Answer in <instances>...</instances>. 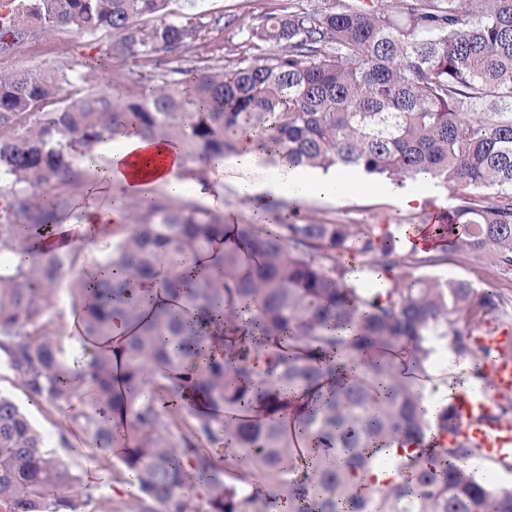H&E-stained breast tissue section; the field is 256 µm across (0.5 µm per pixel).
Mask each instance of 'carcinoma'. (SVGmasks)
<instances>
[{"mask_svg":"<svg viewBox=\"0 0 512 512\" xmlns=\"http://www.w3.org/2000/svg\"><path fill=\"white\" fill-rule=\"evenodd\" d=\"M172 15L171 0L0 9V58L35 29H64L106 34L97 54L141 68L108 92L92 60L81 89L62 67L0 69V253L29 256L0 275V353L21 384L48 407L93 397L69 421L90 447L120 449L113 480L139 490L129 512H197L201 496L210 512H512V486L468 466L477 450L453 403L431 418L422 392L434 337L488 382L475 336L512 327V298L412 273L449 252L512 270V0H288L231 50L210 37L221 20ZM189 49L212 66L189 79L153 66ZM131 130L176 143L201 174L251 147L276 166L438 180L456 204L432 231L451 249L410 248L400 224L305 223L292 202L274 224H226L159 192L110 226L120 276L90 289L76 276L82 246L47 239L93 178L81 158ZM351 249L381 284L346 282ZM69 276L81 335H110L116 316L129 325L86 365L50 314ZM147 278L171 302L150 304ZM392 442L412 454L378 486L374 451ZM93 493L0 395V512H79Z\"/></svg>","mask_w":512,"mask_h":512,"instance_id":"1","label":"carcinoma"}]
</instances>
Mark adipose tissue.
I'll return each instance as SVG.
<instances>
[{
    "instance_id": "ef3b65f1",
    "label": "adipose tissue",
    "mask_w": 512,
    "mask_h": 512,
    "mask_svg": "<svg viewBox=\"0 0 512 512\" xmlns=\"http://www.w3.org/2000/svg\"><path fill=\"white\" fill-rule=\"evenodd\" d=\"M261 160V153L250 149L213 162L209 173L217 190L209 194L210 204L223 207L224 196L219 193L218 187L223 184L224 172L228 169L243 171L244 177L237 181L236 190L239 196L253 202L268 195H279L283 190L287 191L290 199L301 204L314 198L339 202L358 181L357 176L349 170L339 169L333 174L322 176L301 166L278 167L274 177L268 181L247 178V171L256 169ZM82 163L89 167H98L99 175L88 190L86 203L82 205V221H63L60 240L64 243L87 244L100 255L109 251L107 226L126 221V215L120 208L99 207L98 199L101 195H112L124 189L145 186L163 187L174 196L183 195L186 190L182 173L187 162L181 149L159 141L143 140L134 133L119 141L100 145L96 148L94 157L83 158Z\"/></svg>"
}]
</instances>
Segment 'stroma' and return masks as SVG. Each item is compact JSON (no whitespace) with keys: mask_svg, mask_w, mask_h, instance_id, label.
Listing matches in <instances>:
<instances>
[{"mask_svg":"<svg viewBox=\"0 0 512 512\" xmlns=\"http://www.w3.org/2000/svg\"><path fill=\"white\" fill-rule=\"evenodd\" d=\"M284 0H175L173 9L179 14H199L205 20H222V28L212 30L214 40L232 46L241 41L245 25L254 23L256 18L266 13L284 10ZM104 35L92 38H76L60 32L53 39L35 36L33 43L19 48L12 54L8 63L13 67L40 66L54 67L68 61H83L89 56V46L104 42ZM378 179H371L368 185L355 197L345 203L313 199L299 208L303 221L310 223L336 224H394L412 217V210L403 208L389 195L380 194ZM434 274L469 280L476 284L493 283L502 292L512 296V271L503 272L489 263L474 257H459L447 264L434 267ZM0 394L13 399L30 416L37 429L57 448L62 460L71 473L82 476L94 486L99 494L110 497L117 512H124L126 503L135 497V490H128L113 483L111 476L120 467L115 453L107 449L95 450L96 468H88L86 457L80 452L84 447L85 436L75 430H63L60 411L35 404L6 359L0 358Z\"/></svg>","mask_w":512,"mask_h":512,"instance_id":"obj_1","label":"stroma"}]
</instances>
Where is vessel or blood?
<instances>
[{"instance_id": "1", "label": "vessel or blood", "mask_w": 512, "mask_h": 512, "mask_svg": "<svg viewBox=\"0 0 512 512\" xmlns=\"http://www.w3.org/2000/svg\"><path fill=\"white\" fill-rule=\"evenodd\" d=\"M478 341L494 356L485 363L488 384L460 392L454 399L461 432L478 448L479 463H512V420L493 415L498 400L512 395V356L506 349L512 336L501 332L479 336Z\"/></svg>"}]
</instances>
